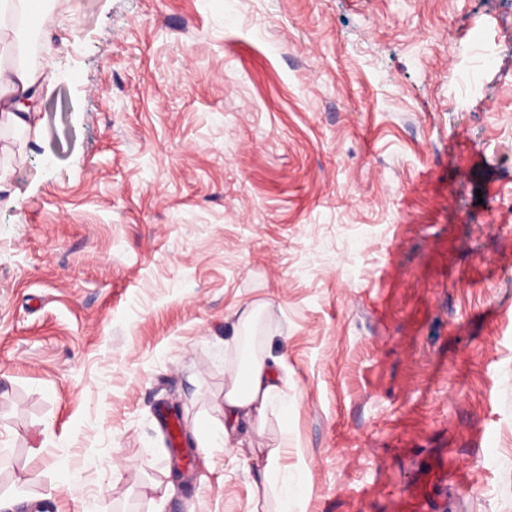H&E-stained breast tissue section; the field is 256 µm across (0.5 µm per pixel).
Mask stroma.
Listing matches in <instances>:
<instances>
[{"label": "stroma", "mask_w": 512, "mask_h": 512, "mask_svg": "<svg viewBox=\"0 0 512 512\" xmlns=\"http://www.w3.org/2000/svg\"><path fill=\"white\" fill-rule=\"evenodd\" d=\"M49 12L0 47L41 75L0 119L6 512H250L253 443L303 512H512V0ZM252 304L292 405L201 447Z\"/></svg>", "instance_id": "obj_1"}]
</instances>
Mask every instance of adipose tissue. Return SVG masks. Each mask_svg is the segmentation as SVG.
Listing matches in <instances>:
<instances>
[{
    "instance_id": "adipose-tissue-1",
    "label": "adipose tissue",
    "mask_w": 512,
    "mask_h": 512,
    "mask_svg": "<svg viewBox=\"0 0 512 512\" xmlns=\"http://www.w3.org/2000/svg\"><path fill=\"white\" fill-rule=\"evenodd\" d=\"M46 0H0V43L21 39L32 26L48 18ZM39 77L23 65H0V117L17 126L28 124V101L33 100ZM283 360L265 353L244 350L242 367L224 391V434L237 435L241 428H260L269 412H287L288 396L280 374ZM280 448L266 452V462L255 473V489L272 492L276 512H297L300 498L278 469Z\"/></svg>"
}]
</instances>
